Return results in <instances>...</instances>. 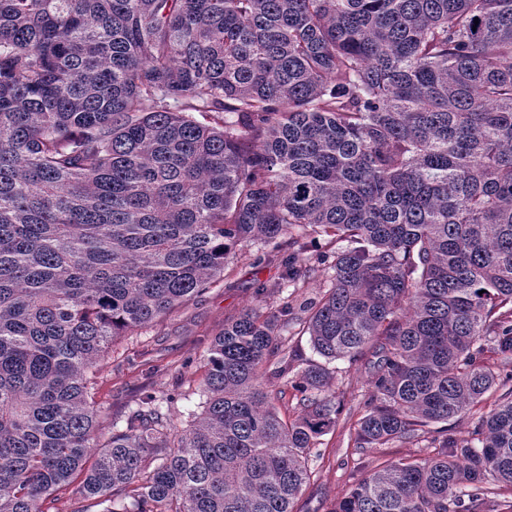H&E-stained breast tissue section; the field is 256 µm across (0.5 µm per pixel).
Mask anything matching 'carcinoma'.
Listing matches in <instances>:
<instances>
[{"label":"carcinoma","mask_w":512,"mask_h":512,"mask_svg":"<svg viewBox=\"0 0 512 512\" xmlns=\"http://www.w3.org/2000/svg\"><path fill=\"white\" fill-rule=\"evenodd\" d=\"M320 236L337 249L311 346L375 358L360 447L442 424L434 456L331 512H500L512 0H0V512H51L77 477L104 512H292L337 409L321 365L294 374L291 419L262 384L291 372L288 304L224 321L181 434L175 397L144 392L99 443L91 380L241 241L299 256ZM496 390L470 438L448 433Z\"/></svg>","instance_id":"cac0c4a2"}]
</instances>
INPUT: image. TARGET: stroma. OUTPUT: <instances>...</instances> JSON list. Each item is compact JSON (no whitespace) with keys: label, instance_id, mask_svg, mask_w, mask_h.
<instances>
[{"label":"stroma","instance_id":"obj_1","mask_svg":"<svg viewBox=\"0 0 512 512\" xmlns=\"http://www.w3.org/2000/svg\"><path fill=\"white\" fill-rule=\"evenodd\" d=\"M268 245L246 241L233 251L223 275L203 290L146 327L114 337L99 365L92 405L99 415L100 439L111 433L113 419L135 409L141 391L175 396L171 416L185 426L189 414H201V390L206 376V355L227 319L255 308L267 315L279 313L290 303L288 327L281 337L293 355L295 370L322 362L304 331L308 308L329 288L326 274L279 290L283 268L267 260ZM266 294H258L259 285ZM331 375L330 392L340 410L334 428L321 436L311 451V477L293 504L294 512H331L341 498L376 466L400 459L428 456L422 440H396L380 448H362L355 440L357 420L371 375L368 360L326 364Z\"/></svg>","mask_w":512,"mask_h":512}]
</instances>
